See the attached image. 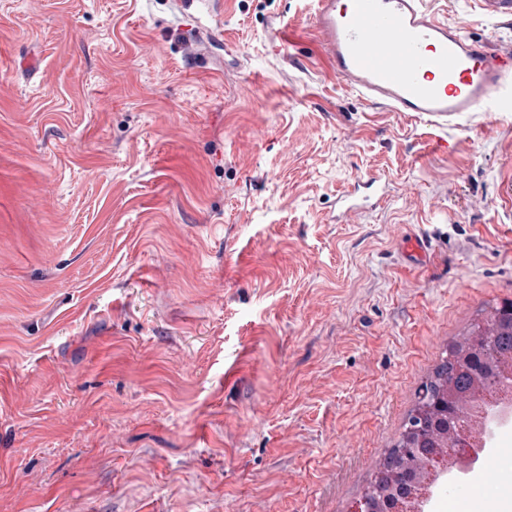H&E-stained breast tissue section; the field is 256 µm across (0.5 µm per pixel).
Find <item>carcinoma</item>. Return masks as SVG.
<instances>
[{"label":"carcinoma","mask_w":512,"mask_h":512,"mask_svg":"<svg viewBox=\"0 0 512 512\" xmlns=\"http://www.w3.org/2000/svg\"><path fill=\"white\" fill-rule=\"evenodd\" d=\"M492 308L470 332L454 341L422 385L398 441L384 455L367 489L374 492V512H415L414 492L429 477L436 457L448 460V449L473 425L474 396L499 382L512 387V314Z\"/></svg>","instance_id":"carcinoma-1"}]
</instances>
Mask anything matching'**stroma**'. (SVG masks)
<instances>
[{
  "label": "stroma",
  "mask_w": 512,
  "mask_h": 512,
  "mask_svg": "<svg viewBox=\"0 0 512 512\" xmlns=\"http://www.w3.org/2000/svg\"><path fill=\"white\" fill-rule=\"evenodd\" d=\"M314 9L0 0V512H350L512 300V114L369 101Z\"/></svg>",
  "instance_id": "obj_1"
}]
</instances>
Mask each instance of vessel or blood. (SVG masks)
I'll return each mask as SVG.
<instances>
[{"label":"vessel or blood","instance_id":"1","mask_svg":"<svg viewBox=\"0 0 512 512\" xmlns=\"http://www.w3.org/2000/svg\"><path fill=\"white\" fill-rule=\"evenodd\" d=\"M421 3L315 0L314 29L337 76L443 129L476 112H512V45L491 49Z\"/></svg>","mask_w":512,"mask_h":512}]
</instances>
